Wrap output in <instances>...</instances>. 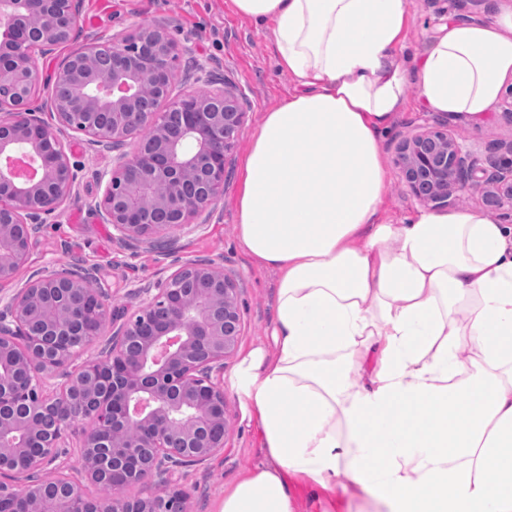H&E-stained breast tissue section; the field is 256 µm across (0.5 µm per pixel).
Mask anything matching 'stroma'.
<instances>
[{
	"label": "stroma",
	"mask_w": 512,
	"mask_h": 512,
	"mask_svg": "<svg viewBox=\"0 0 512 512\" xmlns=\"http://www.w3.org/2000/svg\"><path fill=\"white\" fill-rule=\"evenodd\" d=\"M405 44L423 52L448 19L481 21L493 18L498 0H409ZM166 26L180 45L175 63V92H206L230 85L245 114L235 146L226 160L224 193L198 223L158 239L120 244L111 225L103 223L93 204L104 186L100 173L111 171V150L90 149L78 133L64 135L81 166L80 181L62 209L36 230L28 264L13 279L0 281V297H8L31 276L48 267L86 268L106 295L109 307L134 313L146 303L143 287L169 275L187 261L211 262L223 268L238 289L242 331L233 353L224 360L232 375L250 348L271 346L277 275L259 268L237 238L236 200L241 187L245 149L265 112L292 92L294 82L279 68L270 27H258L236 15L229 0H82L75 45L96 38L124 36L141 25ZM501 93L488 119L471 123L425 111L418 90L409 87L407 104L383 142V159L390 181L380 209L382 220L399 224L423 204L410 192L395 164L397 146L415 133L449 129L465 139L478 159H485L497 142L512 140V121L503 115ZM227 435L224 450L204 464L187 468L183 484L191 495L192 512H218L225 492L266 463L260 433L246 415L245 400L225 388ZM298 512H365L366 505L347 477L336 480L334 493H321L306 480L293 483Z\"/></svg>",
	"instance_id": "stroma-1"
}]
</instances>
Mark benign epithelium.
Returning <instances> with one entry per match:
<instances>
[{"mask_svg":"<svg viewBox=\"0 0 512 512\" xmlns=\"http://www.w3.org/2000/svg\"><path fill=\"white\" fill-rule=\"evenodd\" d=\"M81 0H0V280L27 262L38 225L72 194L80 168L60 132L90 146L112 147V176L95 210L122 242L168 235L194 223L224 191L226 155L244 122L238 96L222 88L203 96L172 95L178 44L166 28L139 27L93 40L59 62L51 100L57 127L35 115V54L71 42ZM138 140L132 152L122 151ZM24 151L41 160V176H13L4 161ZM396 165L420 201L439 209L448 199L484 190L509 205L512 156L486 174L465 141L427 130L402 142ZM148 197L151 205L140 203ZM150 301L131 317L108 310L88 272L51 270L0 300V512H190V494L174 476L224 450V368L241 334L236 284L213 263L184 262L143 289ZM112 324L103 358L78 362ZM60 377L53 393L44 380ZM82 448V478L59 459L68 435ZM112 452L110 497H91ZM140 483L153 492L128 498Z\"/></svg>","mask_w":512,"mask_h":512,"instance_id":"benign-epithelium-1","label":"benign epithelium"}]
</instances>
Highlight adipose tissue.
<instances>
[{"label":"adipose tissue","mask_w":512,"mask_h":512,"mask_svg":"<svg viewBox=\"0 0 512 512\" xmlns=\"http://www.w3.org/2000/svg\"><path fill=\"white\" fill-rule=\"evenodd\" d=\"M231 2L273 21L296 89L265 113L237 199L241 246L280 274L274 350L230 378L269 463L219 512H297L293 477L331 491L343 473L376 512H512V225L379 218L381 137L408 85L428 111L483 120L512 76V0L443 24L409 62V0Z\"/></svg>","instance_id":"adipose-tissue-1"}]
</instances>
